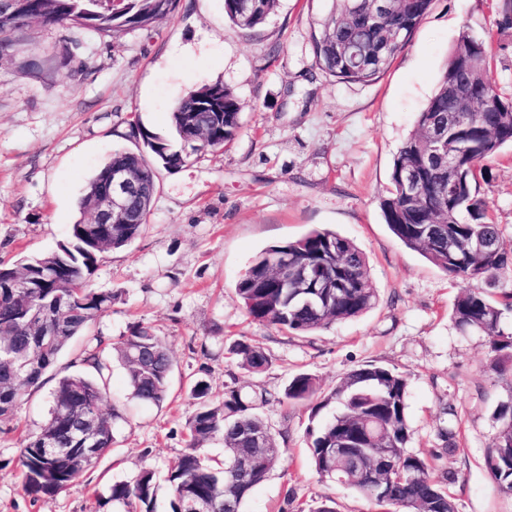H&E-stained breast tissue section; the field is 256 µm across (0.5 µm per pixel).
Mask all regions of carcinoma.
<instances>
[{"mask_svg": "<svg viewBox=\"0 0 512 512\" xmlns=\"http://www.w3.org/2000/svg\"><path fill=\"white\" fill-rule=\"evenodd\" d=\"M178 0H30L21 11L0 0V50L16 57L18 66L34 78L42 76L46 61L24 54L22 39L33 21L62 29L74 28L80 37L65 39L60 53L77 61L76 51L97 40L117 39L147 29L172 15ZM378 0H366L360 11L349 0H332L328 15L313 34L315 64L343 82L369 84L380 78L428 13L433 0H385L393 30L373 18ZM277 0H224V16L234 25L264 24ZM487 42L464 31L448 56L445 71L425 108L416 131L393 160L389 195L381 201L392 234L449 277L464 283L452 316L463 332L487 337L496 353L491 369L512 371V331L505 327L512 313V288L504 274L512 271V245L504 228L486 217L487 202L479 197L487 162L512 145V100L498 93L486 67ZM221 100V111L202 112L203 97ZM242 106L237 95L221 83L192 90L171 113L178 145L151 131L141 135V147L120 149L92 176L79 200L82 213L91 211L108 171L122 165L134 172L138 191L131 202L129 221L102 227L89 238L88 225L71 226L73 244L36 258L0 261V274L36 278L34 287L0 295V417L10 416L52 371L61 353L80 336L89 349L72 362L76 371L58 379L49 416L37 433L24 437L18 452L22 487L31 500L67 491L93 464L79 448L54 459L42 457L43 440L63 438L69 411L92 416L99 439L97 455L114 444L116 411L101 405L109 389L112 357L127 370L134 398L145 404L164 402L173 369L168 348L145 324L129 327L118 343L91 329L112 307L114 295L90 287V276L102 254L127 246L146 224L156 194V171L184 167L192 158L231 142L241 129ZM444 132L445 151L427 160L431 133ZM247 315L254 321L296 334L325 329L361 316L376 302L365 254L351 240L325 228L263 249L250 262L235 286ZM29 310L46 316L56 342L43 348L17 313ZM238 367L259 373L270 358L256 342L239 339L232 347ZM197 400L188 419V448L168 475L173 489L171 512H190L189 496L211 501L212 512H242L251 490L261 483L278 460L266 454L275 447L271 426L260 409L267 395L243 387H224L214 403L209 385L197 380L190 389ZM284 397L310 407L306 429L309 458L320 479L336 482L327 452L349 448L360 456L355 471L347 470L345 487L360 497L389 505L398 512H456L446 486L455 474L434 475L429 462L407 450V381L399 372L377 363L360 364L345 373L330 392L316 379L298 373ZM499 434L486 465L500 491L512 494V405L497 410ZM265 436L256 448L250 435ZM220 436L226 448H251L256 470L243 474L227 466L217 469L199 453L204 442ZM154 472L141 470L131 481H119L98 507L114 512H154Z\"/></svg>", "mask_w": 512, "mask_h": 512, "instance_id": "1", "label": "carcinoma"}]
</instances>
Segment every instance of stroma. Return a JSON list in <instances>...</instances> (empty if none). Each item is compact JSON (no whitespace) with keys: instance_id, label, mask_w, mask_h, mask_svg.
I'll return each instance as SVG.
<instances>
[{"instance_id":"stroma-1","label":"stroma","mask_w":512,"mask_h":512,"mask_svg":"<svg viewBox=\"0 0 512 512\" xmlns=\"http://www.w3.org/2000/svg\"><path fill=\"white\" fill-rule=\"evenodd\" d=\"M499 0H433L387 72L369 85L339 82L317 69L311 28L331 0H278L266 23L242 29L224 19V0H179L151 29L96 42L81 55L76 84L58 51L64 29L35 22L28 52L50 59L31 77L0 59V260L38 257L66 242L80 220L78 201L92 175L118 149H136L134 127L171 132L174 104L191 89L216 82L242 104V128L223 147L170 173L159 171L153 208L141 234L103 254L93 288L117 299L96 326L119 341L129 325H152L174 360L170 395L159 407L131 396L127 373L113 363L104 411L121 415L115 443L66 492L31 501L17 465L22 435L39 432L59 376L84 350L75 341L54 373L0 420V512H93L112 483L154 469L162 480L157 510L172 490L163 477L187 447L186 421L197 404L192 378H205L210 398L244 385L271 393L262 414L288 445L242 512H283L295 491L307 512L331 496L336 512H377L352 491L322 482L308 462L309 410L281 400L298 373L335 387L353 367L375 362L407 380L409 451L436 473L454 472L449 491L457 512H512L486 466L499 431L495 411L512 401V374L491 370L486 336L462 333L451 319L461 289L388 229L380 207L393 158L414 132L462 32L490 45V73L512 99V27L497 24ZM480 195L512 239V148L489 163ZM322 227L366 255L375 306L360 317L308 335L249 318L235 285L264 248ZM259 341L271 359L264 372L239 369L229 348ZM454 427L457 450L446 455L440 429Z\"/></svg>"}]
</instances>
